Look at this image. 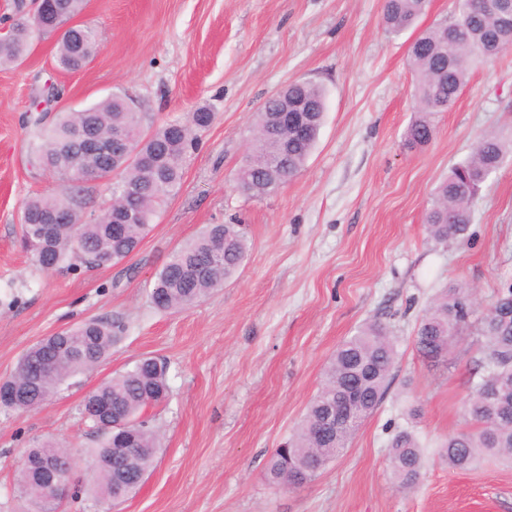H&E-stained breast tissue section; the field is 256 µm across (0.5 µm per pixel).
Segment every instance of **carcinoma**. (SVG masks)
Returning a JSON list of instances; mask_svg holds the SVG:
<instances>
[{
  "instance_id": "1",
  "label": "carcinoma",
  "mask_w": 512,
  "mask_h": 512,
  "mask_svg": "<svg viewBox=\"0 0 512 512\" xmlns=\"http://www.w3.org/2000/svg\"><path fill=\"white\" fill-rule=\"evenodd\" d=\"M49 18L56 23L37 28L34 21L11 27L12 38L0 45V66L15 65L27 55L33 30L54 34L81 13L84 0H47ZM429 0H384L383 22L388 33L399 35L415 28L427 13ZM99 47L91 27H71L57 41V66L65 71L82 69ZM512 48V0H484L479 10L469 0H454L452 17L432 24L415 37L408 52L413 71L418 117L408 129V144L422 147L431 140L430 116L447 111L466 85L471 66L494 61ZM310 109L309 127L296 138L281 131L268 135L269 112L255 113L254 138L236 178L248 192L271 194L292 178L311 155L323 124L324 90L310 82L297 91ZM214 113L200 107L187 119L167 122L143 134V116L120 94L86 108L84 117L61 112L34 143L33 151L59 180V189L22 203L21 246L42 269H95L118 263L139 249L153 227L158 209L175 195L183 178L185 156L195 144V132L209 127ZM99 135L124 131L133 138L136 160L120 158L102 168L73 151L78 122ZM512 158V135L480 136L472 156L454 166L436 187L425 224L438 243L462 239L471 224V204L482 184L507 158ZM102 182L119 203L131 186L141 193V206L128 224H115L112 206L95 218L83 220L84 184ZM61 214L66 222L57 224ZM248 240L239 224H210L194 241L176 252L156 274L150 301L161 311L184 310L232 279L247 257ZM474 303L469 289L443 290L419 319L414 346L430 362L445 359L454 342L467 332L484 340L483 358L477 364L481 381L464 407L465 427L448 435L441 457L448 467L468 471L487 457L512 460V287L501 290L478 321H472ZM120 323L88 319L47 336L21 356L11 388L17 402L0 407L16 412L43 405L72 377L106 361L119 340ZM397 351L387 328L375 320L345 339L332 355L321 386L311 400L304 420L291 437L276 448L267 465V477L278 488L308 484L348 446L359 426L380 406L389 388ZM349 384L361 387L356 420L329 437L318 434L326 408L339 400ZM166 363L145 356L134 365L101 382L84 398V422L97 438L92 449L95 466L89 492L98 498L120 501L143 485L159 453V434L151 425L153 410L167 400ZM56 444L47 441L26 451L19 481L37 483L39 455ZM388 462L402 486H414L424 467L415 434L403 429L392 439ZM35 512H59L62 500L28 493Z\"/></svg>"
}]
</instances>
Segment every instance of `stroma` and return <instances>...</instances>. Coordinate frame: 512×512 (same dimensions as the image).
<instances>
[{"instance_id": "obj_1", "label": "stroma", "mask_w": 512, "mask_h": 512, "mask_svg": "<svg viewBox=\"0 0 512 512\" xmlns=\"http://www.w3.org/2000/svg\"><path fill=\"white\" fill-rule=\"evenodd\" d=\"M382 12L383 0H86L72 23L95 28L99 48L83 69L56 67L53 34L33 35L21 63L0 67V378L40 339L83 320L124 327L95 371L38 409L0 412V512H29L16 478L26 449L45 439L63 444L87 476L95 441L83 398L144 356L166 361L170 386L156 410L154 468L133 496H73L64 512H512V464L487 459L462 472L440 456L465 425L480 337H462L436 364L413 344L444 288L471 289L481 310L512 284L511 162L474 200L465 242L436 243L424 223L435 187L476 138L512 131V49L472 68L454 105L435 115L433 140L411 149L415 33H387ZM296 79L325 91L318 142L279 191L244 193L235 174L253 117ZM115 93L148 132L200 106L215 119L136 253L92 271L45 273L18 243L23 201L58 185L31 152L34 121ZM208 224L246 227L238 276L186 310H155V273ZM371 320L397 340L384 400L312 482L273 487V450L302 419L336 347ZM404 427L424 450L423 474L408 489L388 463Z\"/></svg>"}]
</instances>
